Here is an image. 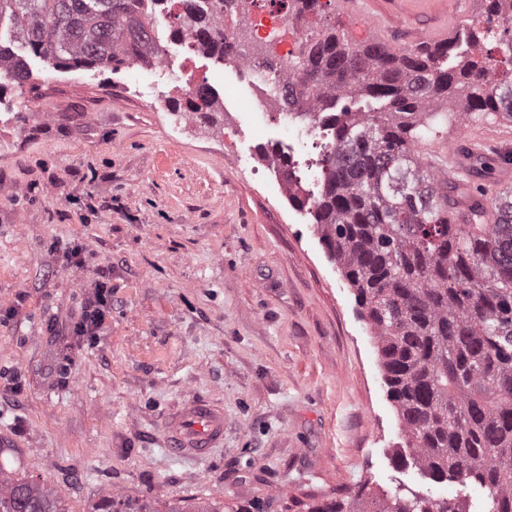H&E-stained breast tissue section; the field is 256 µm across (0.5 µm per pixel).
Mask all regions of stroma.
I'll list each match as a JSON object with an SVG mask.
<instances>
[{
	"mask_svg": "<svg viewBox=\"0 0 512 512\" xmlns=\"http://www.w3.org/2000/svg\"><path fill=\"white\" fill-rule=\"evenodd\" d=\"M157 19L166 71L143 88L127 70L53 67L27 57L0 83V458L53 488L65 512L118 494L285 512L290 496L378 494L404 484L397 412L355 291L323 247L302 179L274 189L260 159L280 137L247 75L201 57L221 101L213 121L174 89L185 63ZM439 139L467 158L480 127L512 153L502 120L444 105ZM496 151V152H499ZM486 151L476 186L507 166ZM112 288L96 339L72 326L99 283ZM224 409V443L173 453L164 424L184 401Z\"/></svg>",
	"mask_w": 512,
	"mask_h": 512,
	"instance_id": "obj_1",
	"label": "stroma"
}]
</instances>
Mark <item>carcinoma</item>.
<instances>
[{
  "label": "carcinoma",
  "instance_id": "obj_1",
  "mask_svg": "<svg viewBox=\"0 0 512 512\" xmlns=\"http://www.w3.org/2000/svg\"><path fill=\"white\" fill-rule=\"evenodd\" d=\"M152 0H0L10 42L64 68L129 66L151 39ZM179 24L191 25L207 53L248 51L224 34L233 0H184ZM319 0H289L288 15L318 12ZM483 24L502 31L512 63V0H485ZM442 46L400 54L354 43L323 25L311 30L286 73L298 116L370 98L380 106L345 105L329 118L333 140L323 155L321 191L313 201L320 240L338 262L377 339L387 393L405 442L399 461L441 484L486 490L488 512H512V190L473 200L471 222L456 223L458 200L472 186L438 181L414 152L437 135L430 111L441 97L464 93L473 119L512 116V80L488 61ZM23 57L0 44V80H28ZM214 100L196 93L192 111L208 118ZM0 465V512H65L50 491L15 480ZM94 512H226L216 501L168 503L160 511L119 495ZM308 512H469L460 500L400 486L389 498L357 484L350 496L312 502Z\"/></svg>",
  "mask_w": 512,
  "mask_h": 512
}]
</instances>
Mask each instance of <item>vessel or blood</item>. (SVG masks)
<instances>
[{
	"label": "vessel or blood",
	"instance_id": "vessel-or-blood-1",
	"mask_svg": "<svg viewBox=\"0 0 512 512\" xmlns=\"http://www.w3.org/2000/svg\"><path fill=\"white\" fill-rule=\"evenodd\" d=\"M343 8L366 17L370 22L374 42L391 39L399 24L398 14L418 19L408 35L417 41L440 43L446 41L462 18L467 0H399V10L382 6L381 0H342ZM165 435L170 447L189 456L208 455L224 442V411L215 405L188 401L167 420Z\"/></svg>",
	"mask_w": 512,
	"mask_h": 512
}]
</instances>
